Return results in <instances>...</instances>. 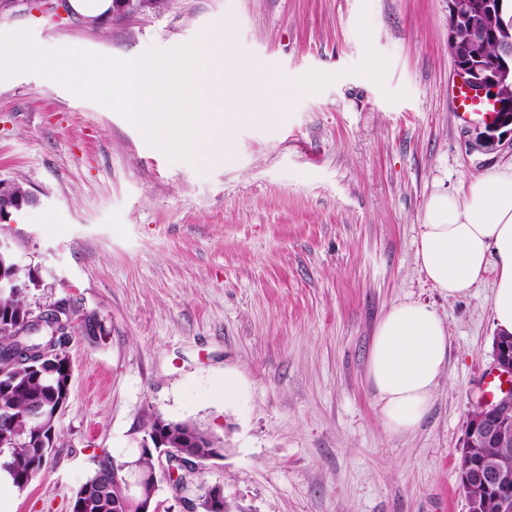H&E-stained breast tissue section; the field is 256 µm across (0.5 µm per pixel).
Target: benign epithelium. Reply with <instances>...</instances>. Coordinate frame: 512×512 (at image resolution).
<instances>
[{"mask_svg":"<svg viewBox=\"0 0 512 512\" xmlns=\"http://www.w3.org/2000/svg\"><path fill=\"white\" fill-rule=\"evenodd\" d=\"M23 2L36 4L37 10L55 19L62 18L67 11V0H0V13ZM448 3L449 40L456 42L459 25L470 27L468 42L457 45L454 56L459 81L471 95L484 96L487 91L499 93L494 119L485 123L478 140L488 147L498 141L496 133L512 127V23L497 21L502 13L503 0H446ZM494 41L503 47V52L488 58L481 53L482 44ZM70 305L68 300H59L38 311H31L23 323L22 332L37 335L47 326L63 325L62 312ZM492 371L500 380L501 395L485 400L472 411L467 419L461 447L465 455L459 464V488L478 496L470 497L474 509H493L495 512H512V442L504 437L506 430H512V334L499 333L493 343ZM495 445L496 454L488 456L484 449ZM140 451L157 454L162 471L152 472L140 479L131 474L123 475L128 491L138 494L145 485L159 488V477H164L170 488L182 483L181 475L198 473L205 461L187 459L177 448L161 441L151 445L147 440L140 442ZM209 512H226L224 486H211Z\"/></svg>","mask_w":512,"mask_h":512,"instance_id":"1","label":"benign epithelium"}]
</instances>
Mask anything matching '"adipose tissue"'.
Returning <instances> with one entry per match:
<instances>
[{"instance_id":"ef3b65f1","label":"adipose tissue","mask_w":512,"mask_h":512,"mask_svg":"<svg viewBox=\"0 0 512 512\" xmlns=\"http://www.w3.org/2000/svg\"><path fill=\"white\" fill-rule=\"evenodd\" d=\"M427 280L448 297L465 295L495 269L493 318L512 333V169L476 177L459 193L433 192L416 241ZM448 362V328L428 304L403 300L377 321L367 376L382 423L393 434L414 429L428 413Z\"/></svg>"}]
</instances>
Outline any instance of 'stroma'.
Instances as JSON below:
<instances>
[{"label":"stroma","instance_id":"1","mask_svg":"<svg viewBox=\"0 0 512 512\" xmlns=\"http://www.w3.org/2000/svg\"><path fill=\"white\" fill-rule=\"evenodd\" d=\"M223 21L230 56L306 88L278 122L235 124L221 164L169 161L39 75L0 80V179L35 199L0 221L42 267L26 301L70 297L105 329L66 349L70 398L45 471L0 496L12 512H69L89 456L135 458L155 412L223 439L200 484H223L231 512H469L457 461L492 366L495 273L443 296L415 243L429 195L511 166L512 136L479 146L482 121L460 116L445 0H168L60 21L22 0L0 32L131 58ZM408 298L446 322L448 365L425 419L392 435L368 349Z\"/></svg>","mask_w":512,"mask_h":512}]
</instances>
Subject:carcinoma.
I'll return each mask as SVG.
<instances>
[{"label":"carcinoma","mask_w":512,"mask_h":512,"mask_svg":"<svg viewBox=\"0 0 512 512\" xmlns=\"http://www.w3.org/2000/svg\"><path fill=\"white\" fill-rule=\"evenodd\" d=\"M0 275L9 278L18 288L0 293V321L6 317L17 322L26 317L25 293L36 284V275L17 261H0ZM78 326H69L58 336L47 330L41 336H18L15 329L0 330V412L14 419L13 427H0V469L7 472L13 486L25 490L43 473L49 456L44 446H55L57 425L35 428L30 415L36 408L53 414L60 404L68 402L71 367L66 346L77 334L89 344L104 335V325L95 311L76 309ZM183 452L200 459L224 458V449L212 448L202 442L199 448ZM90 469L70 500V512H140V501L131 498L126 484L112 481V472L127 468L144 474L155 468V456L140 455L130 462H120L106 451L89 457Z\"/></svg>","instance_id":"carcinoma-1"}]
</instances>
